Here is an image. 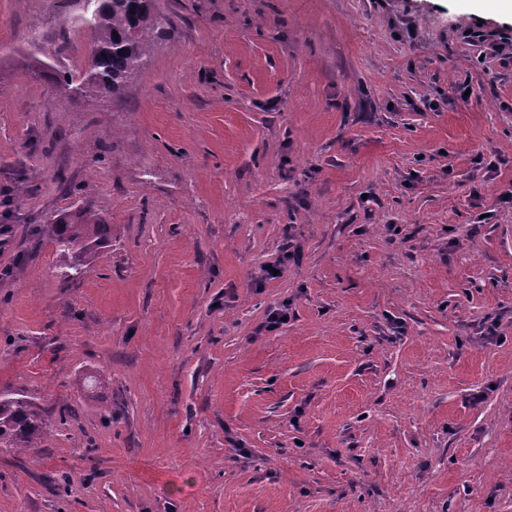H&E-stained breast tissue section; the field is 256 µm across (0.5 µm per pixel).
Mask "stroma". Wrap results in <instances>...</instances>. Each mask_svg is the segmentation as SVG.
I'll use <instances>...</instances> for the list:
<instances>
[{
  "label": "stroma",
  "mask_w": 512,
  "mask_h": 512,
  "mask_svg": "<svg viewBox=\"0 0 512 512\" xmlns=\"http://www.w3.org/2000/svg\"><path fill=\"white\" fill-rule=\"evenodd\" d=\"M152 8L78 99L33 46L84 69L83 0H0V392L48 422L0 512H512V14ZM82 206L66 282L38 225ZM106 223L102 211L81 207L59 214L52 224L41 225V233L54 244L63 259L60 275L64 281L77 279L82 274L83 244H95L99 249L110 241L112 226Z\"/></svg>",
  "instance_id": "35a3bbf8"
}]
</instances>
